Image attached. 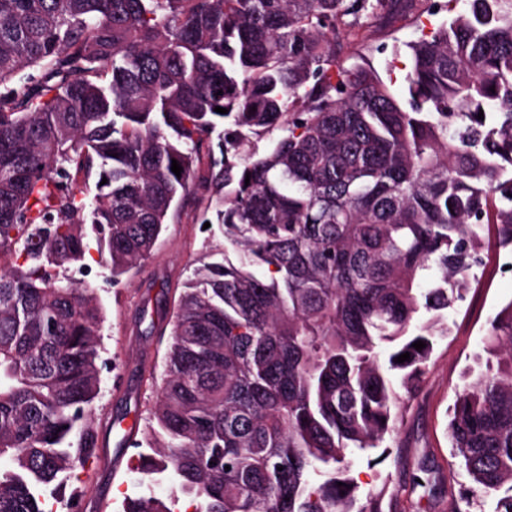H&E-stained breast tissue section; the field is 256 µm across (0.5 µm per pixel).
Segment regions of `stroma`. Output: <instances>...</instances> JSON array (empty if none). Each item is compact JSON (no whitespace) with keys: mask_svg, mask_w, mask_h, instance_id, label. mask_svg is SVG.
Instances as JSON below:
<instances>
[{"mask_svg":"<svg viewBox=\"0 0 512 512\" xmlns=\"http://www.w3.org/2000/svg\"><path fill=\"white\" fill-rule=\"evenodd\" d=\"M463 0H453L450 10L432 17L413 13L388 27L354 28L343 55L345 65L370 63L399 100H406L403 76L409 64V42L421 35L423 24L437 26ZM204 192H190L178 215L170 220L151 255L120 282H113L109 267L97 252H90V279L103 308L99 347L106 366L102 392L96 404L99 449L85 466L67 476V486L81 491V512H122L125 498L149 492L165 494V486H150L136 470L120 440L124 434L140 435L156 400L150 376H161L168 340L161 331L173 314L180 293L200 262L224 259L221 225L203 227L207 210ZM482 264L475 270L461 299L445 310L448 334L434 348L427 374L412 396L404 397L401 421L384 448L353 450L347 456L349 474L358 486V498L381 488L397 494L400 512H451L470 478L448 436V414L470 371L477 369V353L491 319L512 303V272L502 263L512 262V250L497 246L494 229L484 225ZM431 469L441 482L434 493L410 490L409 476L418 467Z\"/></svg>","mask_w":512,"mask_h":512,"instance_id":"1","label":"stroma"}]
</instances>
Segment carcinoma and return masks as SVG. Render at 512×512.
Segmentation results:
<instances>
[{
    "instance_id": "1",
    "label": "carcinoma",
    "mask_w": 512,
    "mask_h": 512,
    "mask_svg": "<svg viewBox=\"0 0 512 512\" xmlns=\"http://www.w3.org/2000/svg\"><path fill=\"white\" fill-rule=\"evenodd\" d=\"M420 2L436 12L432 0H0V512H47L59 476L97 448L102 306L65 275L85 267L87 225L121 280L204 160L224 261L195 269L180 297L136 443L150 449L143 478L169 496L128 512L181 498L194 512L391 508L384 488L356 506L347 455L395 432L388 372L415 389L481 226L512 247V0H468L407 44L408 110L369 63L340 62L344 27ZM90 180L91 199L78 192ZM484 351L449 437L473 482L462 499L512 512V303Z\"/></svg>"
}]
</instances>
